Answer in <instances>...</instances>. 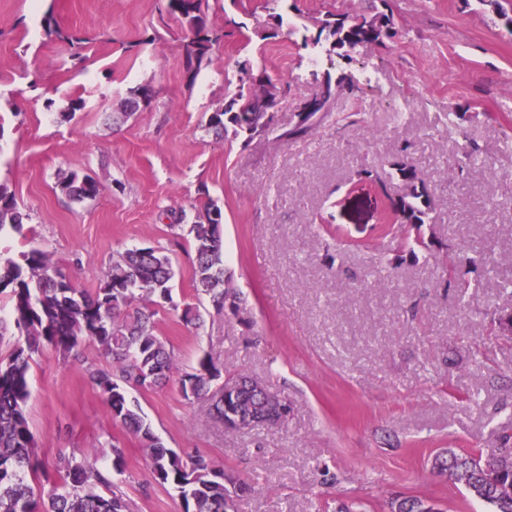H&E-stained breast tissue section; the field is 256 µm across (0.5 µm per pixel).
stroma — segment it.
<instances>
[{
    "mask_svg": "<svg viewBox=\"0 0 512 512\" xmlns=\"http://www.w3.org/2000/svg\"><path fill=\"white\" fill-rule=\"evenodd\" d=\"M330 12L384 13L397 34L339 55L314 50L313 21ZM206 20L224 38L191 82L186 31L159 20L156 0H0V183L29 215L22 232L0 233V252L42 249L89 293L127 249L169 254L175 305L155 322L179 370L209 353L223 377L248 374L290 407L284 425L243 434L185 400L177 381L139 395L165 447L206 453L252 484L237 512H388L398 494L487 512L432 459L498 447L512 424V334L491 319L512 313V28L479 0H209ZM48 24L59 36L45 35ZM74 32L87 40L81 66L63 39ZM246 60L288 85L276 132L247 143L208 127L239 92ZM342 74L353 92L337 94L308 135L287 138L300 102ZM142 87L151 100L119 118ZM451 120L462 136H448ZM405 141L427 178L439 244L400 261L403 228L384 238L377 224L403 191L392 164ZM366 165L373 180L357 177ZM73 172L99 195L63 194ZM208 200L223 213L242 311L205 301L188 326L177 310L193 299L188 228ZM470 244L496 267L461 298L444 269ZM90 364L108 361L89 340L73 357L47 344L33 356L26 413L44 465L63 450L108 470L120 446L126 467L113 480L132 512H181L140 440L113 423Z\"/></svg>",
    "mask_w": 512,
    "mask_h": 512,
    "instance_id": "stroma-1",
    "label": "stroma"
}]
</instances>
